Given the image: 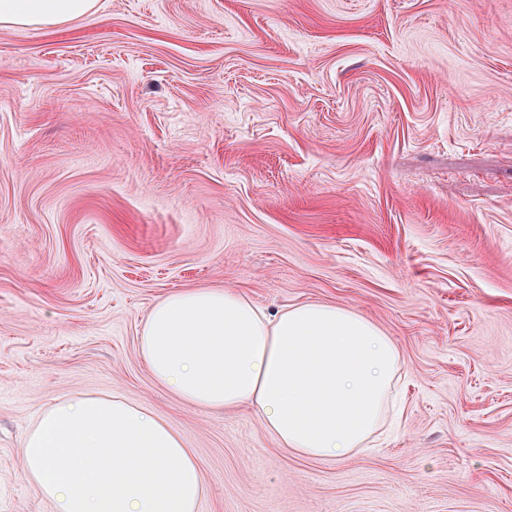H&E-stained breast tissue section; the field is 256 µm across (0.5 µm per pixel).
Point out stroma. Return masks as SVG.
I'll list each match as a JSON object with an SVG mask.
<instances>
[{"instance_id": "35a3bbf8", "label": "stroma", "mask_w": 512, "mask_h": 512, "mask_svg": "<svg viewBox=\"0 0 512 512\" xmlns=\"http://www.w3.org/2000/svg\"><path fill=\"white\" fill-rule=\"evenodd\" d=\"M351 309L397 414L339 461L139 356L161 297ZM118 393L199 463L197 512H512V0H98L0 30V512L21 436Z\"/></svg>"}]
</instances>
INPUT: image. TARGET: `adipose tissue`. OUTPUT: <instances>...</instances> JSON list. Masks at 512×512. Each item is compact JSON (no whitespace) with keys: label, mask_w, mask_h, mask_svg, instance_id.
Here are the masks:
<instances>
[{"label":"adipose tissue","mask_w":512,"mask_h":512,"mask_svg":"<svg viewBox=\"0 0 512 512\" xmlns=\"http://www.w3.org/2000/svg\"><path fill=\"white\" fill-rule=\"evenodd\" d=\"M97 0H0V29L54 27ZM139 354L185 407L256 409L280 447L357 454L387 417L396 344L353 310L306 303L268 315L244 295L195 288L159 299ZM20 475L53 512H196L205 486L183 436L142 403L77 394L46 406L18 445Z\"/></svg>","instance_id":"obj_1"}]
</instances>
